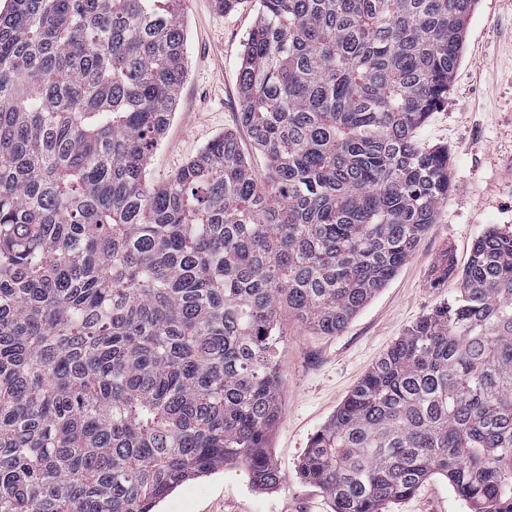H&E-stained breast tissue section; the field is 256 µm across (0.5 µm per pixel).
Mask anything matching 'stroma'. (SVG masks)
Here are the masks:
<instances>
[{
	"label": "stroma",
	"instance_id": "stroma-1",
	"mask_svg": "<svg viewBox=\"0 0 512 512\" xmlns=\"http://www.w3.org/2000/svg\"><path fill=\"white\" fill-rule=\"evenodd\" d=\"M258 8L257 0H241L224 13L214 0H184L187 75L171 123L149 156V185L165 183L227 130L236 131L248 164L264 179L266 161L238 124L243 43ZM417 137L447 147L452 186L403 267L341 333L320 334L286 315L279 320L281 418L269 436L279 486L257 488L244 466H228L186 481L157 512H333L325 490L298 472L310 438L407 328L457 296L456 279L432 287L437 266L449 258L464 268L489 225L512 232V0H478L448 100ZM386 512L469 509L446 480L435 477Z\"/></svg>",
	"mask_w": 512,
	"mask_h": 512
}]
</instances>
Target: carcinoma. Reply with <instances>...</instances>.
<instances>
[{
    "label": "carcinoma",
    "mask_w": 512,
    "mask_h": 512,
    "mask_svg": "<svg viewBox=\"0 0 512 512\" xmlns=\"http://www.w3.org/2000/svg\"><path fill=\"white\" fill-rule=\"evenodd\" d=\"M180 0L0 7V512H154L243 464L270 489L281 312L343 331L448 198L416 132L476 0H259L235 132L163 186L145 165L186 77ZM334 512L428 479L512 512V234L473 244L308 443Z\"/></svg>",
    "instance_id": "obj_1"
}]
</instances>
